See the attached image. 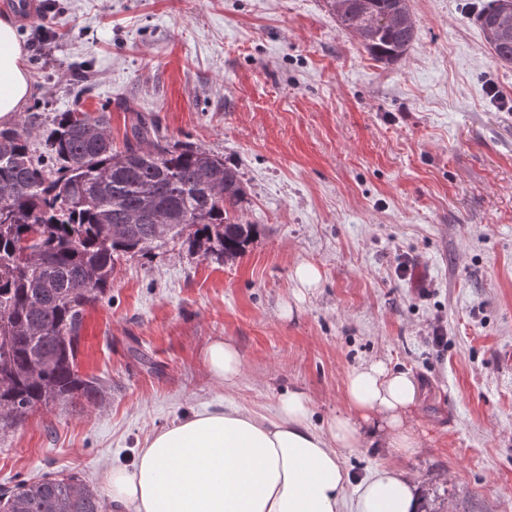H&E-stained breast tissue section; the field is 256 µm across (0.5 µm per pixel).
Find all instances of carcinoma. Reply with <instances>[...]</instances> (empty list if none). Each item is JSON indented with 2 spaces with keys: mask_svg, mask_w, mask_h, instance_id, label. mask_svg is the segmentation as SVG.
I'll use <instances>...</instances> for the list:
<instances>
[{
  "mask_svg": "<svg viewBox=\"0 0 512 512\" xmlns=\"http://www.w3.org/2000/svg\"><path fill=\"white\" fill-rule=\"evenodd\" d=\"M339 28L376 61L401 59L413 43L410 0H326ZM495 58L512 64V0H489L477 16ZM29 120L0 126V433L36 408L107 387L77 369L88 307L112 289L118 261L167 240L218 259L255 235L243 222L240 169L200 146L159 135L134 113L123 149L112 147L106 112H60L40 143ZM0 512H103L97 493L72 475L0 491Z\"/></svg>",
  "mask_w": 512,
  "mask_h": 512,
  "instance_id": "carcinoma-1",
  "label": "carcinoma"
}]
</instances>
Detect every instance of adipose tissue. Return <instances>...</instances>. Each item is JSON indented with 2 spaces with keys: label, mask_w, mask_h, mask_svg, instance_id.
<instances>
[{
  "label": "adipose tissue",
  "mask_w": 512,
  "mask_h": 512,
  "mask_svg": "<svg viewBox=\"0 0 512 512\" xmlns=\"http://www.w3.org/2000/svg\"><path fill=\"white\" fill-rule=\"evenodd\" d=\"M29 91L24 48L13 24L0 19V121ZM206 364L228 388L242 375L229 341H213ZM417 396L410 375L370 362L349 374L343 410L320 428L308 395L294 389L267 415L232 402L191 412L147 439L133 468L107 473L109 505L115 512H342L345 453L416 447L407 421ZM415 488L398 465H380L357 485L354 512H418Z\"/></svg>",
  "instance_id": "adipose-tissue-1"
}]
</instances>
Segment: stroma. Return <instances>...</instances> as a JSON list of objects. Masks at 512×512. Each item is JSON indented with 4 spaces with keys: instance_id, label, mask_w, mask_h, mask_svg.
Listing matches in <instances>:
<instances>
[{
    "instance_id": "1",
    "label": "stroma",
    "mask_w": 512,
    "mask_h": 512,
    "mask_svg": "<svg viewBox=\"0 0 512 512\" xmlns=\"http://www.w3.org/2000/svg\"><path fill=\"white\" fill-rule=\"evenodd\" d=\"M10 2L24 113L108 111L119 146L132 112L154 115L239 165L258 232L224 261L177 241L123 257L78 354L109 393L0 437V487L62 472L103 491L185 413L267 412L289 388L319 427L380 361L416 380L422 445L345 454L351 479L394 461L425 512H512V65L476 21L487 0H411L415 40L390 65L324 0H35L30 20ZM302 264L317 287L300 289ZM217 339L242 357L229 390L205 362Z\"/></svg>"
}]
</instances>
